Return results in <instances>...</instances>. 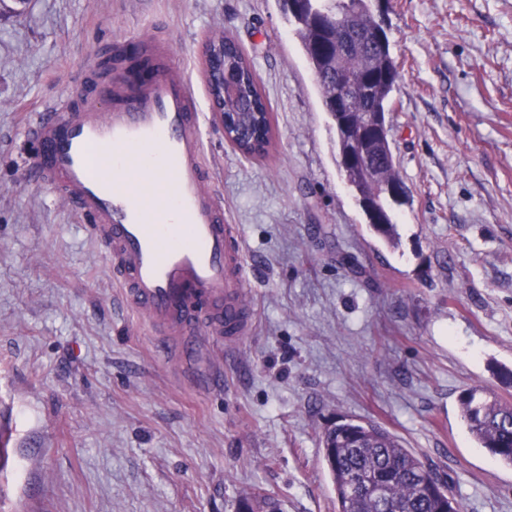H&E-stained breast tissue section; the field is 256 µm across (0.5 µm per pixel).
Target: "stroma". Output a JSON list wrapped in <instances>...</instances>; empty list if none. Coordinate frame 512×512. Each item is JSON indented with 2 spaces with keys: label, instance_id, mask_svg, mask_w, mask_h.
Listing matches in <instances>:
<instances>
[{
  "label": "stroma",
  "instance_id": "stroma-1",
  "mask_svg": "<svg viewBox=\"0 0 512 512\" xmlns=\"http://www.w3.org/2000/svg\"><path fill=\"white\" fill-rule=\"evenodd\" d=\"M387 125L410 195L397 244L369 228L336 129L277 0H0V429L5 512H336L321 436L373 421L465 512H512V468L476 447L462 390L512 403V0H388ZM169 30L204 114L255 309L214 379L175 368L73 207L31 172L29 128L104 56ZM273 112L266 157L224 138L203 74L214 34Z\"/></svg>",
  "mask_w": 512,
  "mask_h": 512
}]
</instances>
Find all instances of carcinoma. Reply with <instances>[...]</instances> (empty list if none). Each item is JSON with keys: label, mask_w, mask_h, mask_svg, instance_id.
I'll return each mask as SVG.
<instances>
[{"label": "carcinoma", "mask_w": 512, "mask_h": 512, "mask_svg": "<svg viewBox=\"0 0 512 512\" xmlns=\"http://www.w3.org/2000/svg\"><path fill=\"white\" fill-rule=\"evenodd\" d=\"M281 11L293 22L304 53L313 68L322 103L336 127L339 154L350 146L342 117L330 109L327 98L337 79L372 80L370 94L355 90L351 112H388L397 80L390 39L375 40L376 16L370 0H278ZM211 48L224 51L216 61L224 63V80L238 88V101L224 104V111L237 113L227 125L228 142L249 156H263L273 139L270 106L260 89L252 63L229 36L208 38ZM375 161L387 182L402 184L395 171L392 149L386 142L375 146ZM356 193H368L381 205L384 223L371 230L390 245L396 243V224L390 200L381 185H366L362 169L345 170ZM461 418L478 446L496 461L512 467V404L503 402L481 386L463 390L459 396ZM324 460L336 491V512H463L448 493V485L436 476L398 437L374 422L346 421L322 435Z\"/></svg>", "instance_id": "1"}]
</instances>
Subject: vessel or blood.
<instances>
[{
    "label": "vessel or blood",
    "instance_id": "1",
    "mask_svg": "<svg viewBox=\"0 0 512 512\" xmlns=\"http://www.w3.org/2000/svg\"><path fill=\"white\" fill-rule=\"evenodd\" d=\"M148 65L60 100L30 133L34 172L89 229L131 309L170 341L172 360L207 367L212 336L235 346L253 308L237 225L201 151L203 114L170 40Z\"/></svg>",
    "mask_w": 512,
    "mask_h": 512
}]
</instances>
